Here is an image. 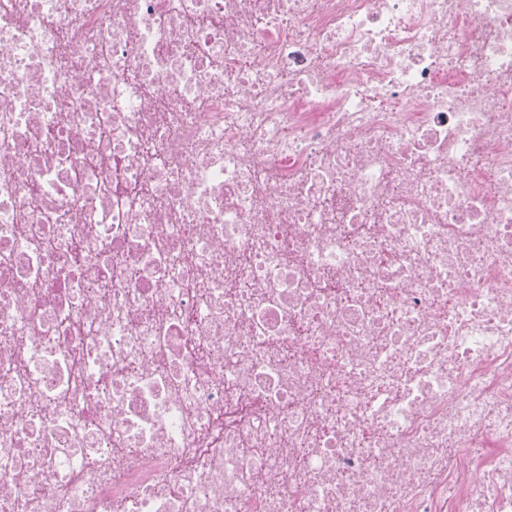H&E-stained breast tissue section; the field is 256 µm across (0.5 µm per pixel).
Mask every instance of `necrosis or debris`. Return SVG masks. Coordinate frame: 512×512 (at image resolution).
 I'll return each mask as SVG.
<instances>
[{
	"label": "necrosis or debris",
	"instance_id": "necrosis-or-debris-1",
	"mask_svg": "<svg viewBox=\"0 0 512 512\" xmlns=\"http://www.w3.org/2000/svg\"><path fill=\"white\" fill-rule=\"evenodd\" d=\"M512 512V0H0V512Z\"/></svg>",
	"mask_w": 512,
	"mask_h": 512
}]
</instances>
